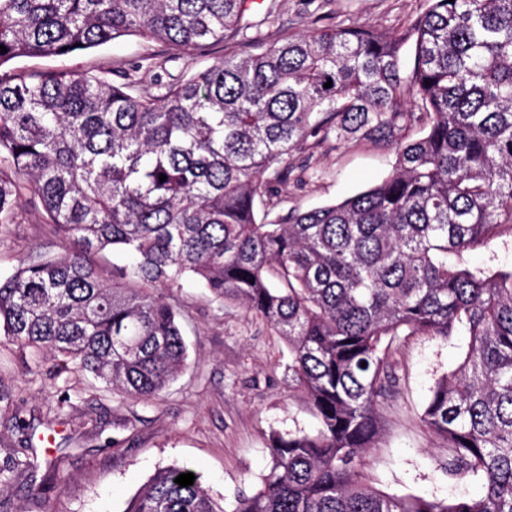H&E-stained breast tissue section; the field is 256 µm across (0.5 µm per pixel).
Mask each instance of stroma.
I'll use <instances>...</instances> for the list:
<instances>
[{
	"label": "stroma",
	"mask_w": 512,
	"mask_h": 512,
	"mask_svg": "<svg viewBox=\"0 0 512 512\" xmlns=\"http://www.w3.org/2000/svg\"><path fill=\"white\" fill-rule=\"evenodd\" d=\"M271 4L277 12L270 18ZM421 8L422 0H253L243 50L268 46L278 28L295 33L367 24L388 34ZM224 55L220 44L189 58L126 36L67 58L22 57L13 66L92 69L103 77L125 70L148 86L175 82ZM292 162L309 163L304 181L271 185L258 211L278 215L339 202L388 176L395 153L383 142L334 141L311 160L297 154ZM44 248L61 255L68 245L49 238L37 215L19 205L9 233L0 236V276ZM164 294L182 311L188 358L176 380L148 402H117L88 374L50 376L49 362L0 338V392L6 396L0 402V465L13 450L30 446L39 458L56 460L63 477L54 483L40 465L0 482V512H123L154 471L170 464L194 469L216 502H230L269 470L272 433L316 428V418L288 382V346L261 317L217 300L191 280ZM465 341L461 333L445 341L413 336L396 354L400 387L381 408L384 430L367 459L368 479L377 490L438 499L476 494L470 481L442 475L437 440L420 421L431 388L456 367ZM17 412L26 429L16 428ZM31 484L45 487L35 505L26 498Z\"/></svg>",
	"instance_id": "obj_1"
}]
</instances>
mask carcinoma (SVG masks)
Segmentation results:
<instances>
[{
	"label": "carcinoma",
	"mask_w": 512,
	"mask_h": 512,
	"mask_svg": "<svg viewBox=\"0 0 512 512\" xmlns=\"http://www.w3.org/2000/svg\"><path fill=\"white\" fill-rule=\"evenodd\" d=\"M426 3L391 35L278 31L265 51L240 55L247 0H0V230L25 196L49 237L73 245L0 278V336L49 355L56 376L89 373L147 402L187 359L163 288L193 276L284 338L288 381L319 421L272 434V467L227 509L200 476L175 483L191 468L173 464L123 512H512V269L465 261L512 230V0ZM123 36L231 52L161 95L9 66ZM405 125L423 135L399 138ZM333 135L394 145L392 173L338 203L257 218L256 197L288 180L293 153ZM115 248L133 261L108 278L96 258ZM460 329L466 348L420 421L448 478L480 492L373 489L366 459L398 391L394 354L411 336ZM36 466L17 450L0 481Z\"/></svg>",
	"instance_id": "obj_1"
}]
</instances>
